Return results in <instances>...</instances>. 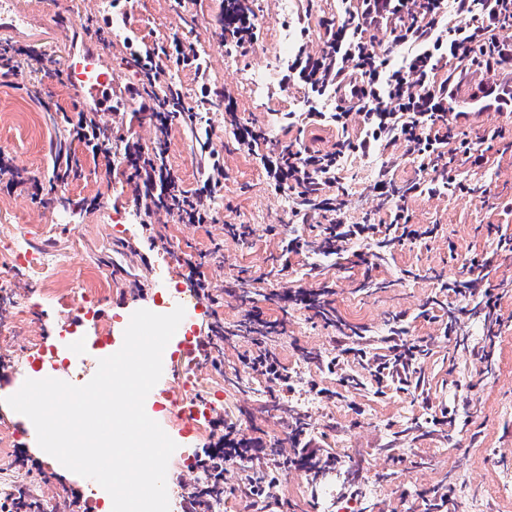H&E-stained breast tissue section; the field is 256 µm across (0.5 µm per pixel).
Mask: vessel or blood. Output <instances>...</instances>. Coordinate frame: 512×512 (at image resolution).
<instances>
[{"label":"vessel or blood","instance_id":"1","mask_svg":"<svg viewBox=\"0 0 512 512\" xmlns=\"http://www.w3.org/2000/svg\"><path fill=\"white\" fill-rule=\"evenodd\" d=\"M29 20V10L21 7L18 0H0V32L17 31ZM63 69L69 85L77 92L87 112L97 119L112 114L115 79L112 65L100 48H69Z\"/></svg>","mask_w":512,"mask_h":512}]
</instances>
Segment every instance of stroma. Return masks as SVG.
Wrapping results in <instances>:
<instances>
[{
	"mask_svg": "<svg viewBox=\"0 0 512 512\" xmlns=\"http://www.w3.org/2000/svg\"><path fill=\"white\" fill-rule=\"evenodd\" d=\"M248 5L257 18V39L242 50L220 40L224 0H197L188 14L177 0H43L33 26L42 58L20 59L16 72L0 77V148L44 183L37 203L23 193L0 191V325L13 324L24 304L31 315L25 326L0 332V456L14 462L11 472L0 476V488L15 484L32 490L54 500L53 512H98L101 501L89 482H78L55 458L39 454L23 415L7 399L22 380L54 371L76 382L93 377L95 340L122 334L130 311L160 310L171 297L188 295L191 306L181 328L197 339L213 338L211 355L194 362L166 357L170 383L188 380L192 387L172 398L151 393L145 401L147 415L177 445L167 468L177 480L176 492L209 482L198 459L220 435L215 421H232L244 435L263 437L289 453L288 428L300 419L332 461L317 470L280 469L265 461L262 468L275 482L269 512H342L350 504L358 512H434L443 494L444 512H512V253L496 248L497 229L512 228V117L495 97L501 90L512 92V64L462 65L450 77L448 109L462 114V129L476 140L495 129L503 135L492 142L479 171L452 159L453 176L471 184V194L459 195L447 185L432 195L406 198L412 223L434 226L433 237L384 249L362 241L329 256L316 247L319 227L294 224V195L275 188L260 155L239 150L233 124L270 128L285 144L321 152L334 148L335 126L301 119L287 128L279 119L303 112L307 96L302 86L282 81L289 57L301 48L320 51L322 22L341 4L248 0ZM90 14L109 18L113 27L101 48L112 57L123 112L122 121L112 125L114 153L122 152L126 140L148 146L155 137L152 125L132 115L126 89L137 76L124 38L152 47L179 32L206 63L211 84L231 93L233 112L207 105V133L194 137L176 125L167 141L168 162L188 188L196 184L203 144L223 155L217 223L180 224L162 212L139 213L125 165L105 168L72 142L66 119L75 116L79 98L58 72L69 46L88 42L77 20ZM55 147L74 153L76 176L50 180L48 152ZM384 169L400 186L428 178L419 160L400 147L349 154L338 174L344 222L387 218L391 202L372 191ZM228 224L250 225L253 233L226 237ZM270 224L277 225V234L267 233ZM20 228L25 247L63 258L50 291L11 262L10 245ZM292 231L310 246L286 256L284 239ZM215 240L223 241L224 251L221 262L204 269L212 293L195 294L187 261ZM368 253L376 257L370 270L361 260ZM476 257L482 267H472ZM281 258L288 261L282 276L274 272ZM477 275L497 284L500 294L493 355L482 362L473 354L487 328L482 308L476 299L439 286L444 278ZM323 284L333 290L327 319L298 309L288 318L287 334L267 336L268 348L293 376L292 387L271 399L265 381L241 369L239 358L252 349L253 335L240 330L239 322L252 306L267 320L279 317V309L265 300L272 290ZM88 289L99 294L93 311L62 300L64 293ZM399 314L407 338L426 340L430 348L405 391L391 377L376 383L343 352L349 346L388 354ZM449 322L455 332L447 337ZM31 340L47 349V357L27 362ZM335 357L341 370L334 374L326 364ZM454 405L455 426L434 424L442 409ZM194 406L209 410L199 432L189 426ZM325 485L334 489L331 498L321 493Z\"/></svg>",
	"mask_w": 512,
	"mask_h": 512,
	"instance_id": "35a3bbf8",
	"label": "stroma"
}]
</instances>
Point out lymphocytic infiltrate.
I'll list each match as a JSON object with an SVG mask.
<instances>
[{
	"instance_id": "obj_1",
	"label": "lymphocytic infiltrate",
	"mask_w": 512,
	"mask_h": 512,
	"mask_svg": "<svg viewBox=\"0 0 512 512\" xmlns=\"http://www.w3.org/2000/svg\"><path fill=\"white\" fill-rule=\"evenodd\" d=\"M468 14L462 25L449 22V12ZM383 26L389 41L404 51L400 66L392 67L375 44L373 28ZM512 26V0H358L356 6L344 7L336 17L324 20L321 51L311 54L298 51L289 60L284 82L298 81L308 90L305 117L314 123L328 122L341 130L334 150L315 152L294 144L272 147L265 158L267 177L277 189L296 196L295 217L308 221L328 217L322 229L320 246L335 254L358 240L372 239L385 233L392 243L402 245L427 237L421 225L411 223L405 206H396L389 222L347 224L338 219L341 203L334 191L336 174L347 153H370L373 149L403 146L406 154L434 162L451 154L481 168L484 156L469 132L459 131L448 123V82L443 74L454 62L480 60L486 68L512 62V47L499 43V28ZM254 16L240 0H226L222 41L246 48L256 40ZM193 67L202 81L201 99L205 102L225 99L223 89L206 81V68L193 45L171 36L168 46L133 51L138 70L136 84L128 93L146 113L156 137L152 145L136 141L126 143L124 160L127 180L135 187V201L145 214L165 212L182 224L216 223L214 199L224 184V162L218 152L203 157L195 187H185L165 161L167 134L173 125L197 128L199 114L185 106L181 90L167 85L157 93L165 73V59ZM356 82L355 110L334 105L342 82ZM360 115L359 137H351L353 115ZM72 136L93 159L104 165L112 163V137L87 112L77 114L71 127ZM427 342L399 340L390 354L371 361L377 377L407 375L428 352ZM244 369L265 379L270 396H278L287 387L291 375L276 355L267 349L263 337H255L254 348L243 356ZM298 443L297 462H320L321 454L305 429L292 431ZM275 458L288 465L292 458L274 455L259 438H246L235 423L224 425L219 443L206 451L200 461L210 477L221 478L226 465L242 461L260 462Z\"/></svg>"
}]
</instances>
